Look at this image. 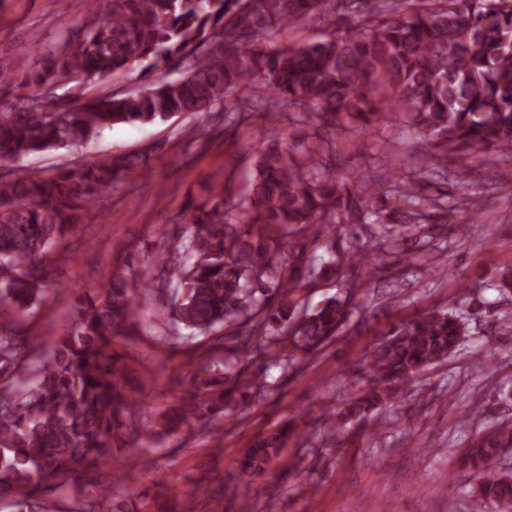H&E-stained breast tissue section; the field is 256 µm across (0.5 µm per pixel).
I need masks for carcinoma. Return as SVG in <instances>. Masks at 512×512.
Wrapping results in <instances>:
<instances>
[{
	"mask_svg": "<svg viewBox=\"0 0 512 512\" xmlns=\"http://www.w3.org/2000/svg\"><path fill=\"white\" fill-rule=\"evenodd\" d=\"M90 18L69 28L39 56L15 89H27L0 111V310L19 321L42 308L53 284L51 252L104 210L112 190L143 176L144 152L69 159L47 176L15 167L39 152L71 149L115 124L147 125L188 113L204 128L223 118L215 107L246 87L256 96L268 132L251 145L248 192L235 217L224 213V190L190 206L187 231L171 247L186 262L157 252L152 266L167 278L168 306L160 316L190 336L217 337L211 348L232 362L229 376L202 366L190 376L179 408L142 424L133 407L146 397L115 345L137 334L139 292L150 289V269L135 283L123 278L105 288L75 289V320L42 366L28 373L32 350L23 332L0 326V495L16 512H64L43 495L63 491L85 465L112 463L132 436L170 434L183 425L222 433L224 416L256 402L267 390L251 370L257 339L288 381L314 353L344 331L360 300L362 282L380 272L381 257L356 245L321 269L343 285L317 310L300 308L294 292L310 268L304 252L285 249L279 231L309 232L312 242L336 250L339 227L361 221L375 196L400 218L402 237L428 219L420 174L439 157L471 160L487 151L512 156V0H87ZM352 17L342 29L336 7ZM329 18L322 41L284 46L279 40L309 17ZM158 71L136 93L86 95L121 72ZM74 84L77 105L58 90ZM296 125L283 137L282 113ZM322 128L353 119L367 129L396 116L418 132L428 154L403 189L387 193L368 177L352 187L332 173L331 141L312 147L307 115ZM396 319L364 354L362 389L326 411L331 434L352 427L367 435L370 416L394 404L402 385L456 353L466 342L472 302ZM296 421L255 442L242 461L245 474H261L279 459L288 439L304 437ZM512 448V424L474 437L458 458L471 493L488 512H512V471L496 468ZM95 485L81 512H124L112 486Z\"/></svg>",
	"mask_w": 512,
	"mask_h": 512,
	"instance_id": "cac0c4a2",
	"label": "carcinoma"
}]
</instances>
